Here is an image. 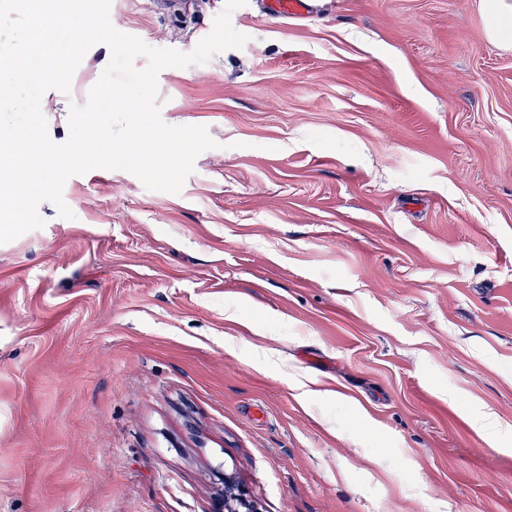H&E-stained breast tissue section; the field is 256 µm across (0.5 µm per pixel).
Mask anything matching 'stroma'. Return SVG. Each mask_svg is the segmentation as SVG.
<instances>
[{
    "instance_id": "35a3bbf8",
    "label": "stroma",
    "mask_w": 512,
    "mask_h": 512,
    "mask_svg": "<svg viewBox=\"0 0 512 512\" xmlns=\"http://www.w3.org/2000/svg\"><path fill=\"white\" fill-rule=\"evenodd\" d=\"M165 2L110 20L188 53L225 5ZM231 22L158 76L216 143L180 193L74 175L0 244V512H212L224 468L259 512H512V48L481 0ZM110 58L45 92L53 143Z\"/></svg>"
}]
</instances>
